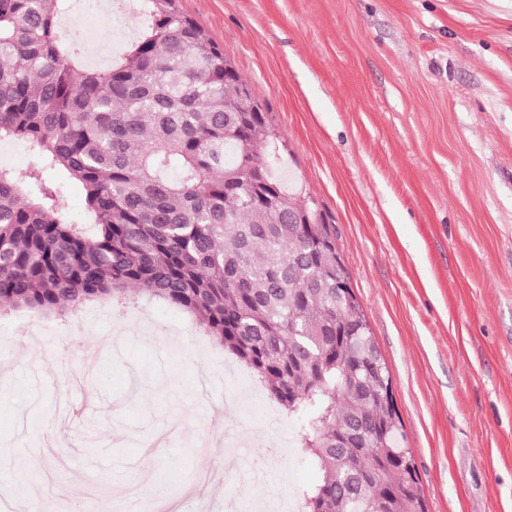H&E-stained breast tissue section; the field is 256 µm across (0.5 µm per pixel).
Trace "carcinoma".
<instances>
[{"label": "carcinoma", "instance_id": "1", "mask_svg": "<svg viewBox=\"0 0 512 512\" xmlns=\"http://www.w3.org/2000/svg\"><path fill=\"white\" fill-rule=\"evenodd\" d=\"M138 4L148 23L99 68L62 34L66 0H0V142L31 154L0 166V310L163 299L293 420L319 474L302 512H427L363 309L336 299L329 225L288 223L279 135L175 0ZM152 396L145 375L133 398Z\"/></svg>", "mask_w": 512, "mask_h": 512}]
</instances>
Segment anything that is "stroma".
I'll use <instances>...</instances> for the list:
<instances>
[{
  "mask_svg": "<svg viewBox=\"0 0 512 512\" xmlns=\"http://www.w3.org/2000/svg\"><path fill=\"white\" fill-rule=\"evenodd\" d=\"M223 48L285 145L279 174L310 196L388 367L428 512H512V0H176ZM123 7L89 21L80 45L117 48L142 28ZM41 356L52 380L83 375L92 409L78 447L20 460L55 431L54 394L21 375ZM161 300L116 312L103 299L65 313L0 312V471L41 512L79 490L125 512L138 489L207 512L224 500V430L247 437L237 512L268 482L295 498L315 471L294 425L269 416L245 373ZM150 370V411L132 405ZM224 378L248 400L221 416L196 389ZM266 480L252 481L253 472Z\"/></svg>",
  "mask_w": 512,
  "mask_h": 512,
  "instance_id": "35a3bbf8",
  "label": "stroma"
}]
</instances>
